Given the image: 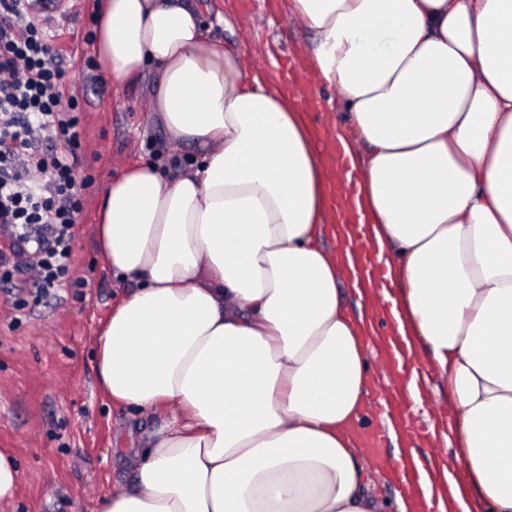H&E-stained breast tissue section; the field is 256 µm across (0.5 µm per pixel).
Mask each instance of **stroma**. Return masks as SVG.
Segmentation results:
<instances>
[{"instance_id":"35a3bbf8","label":"stroma","mask_w":512,"mask_h":512,"mask_svg":"<svg viewBox=\"0 0 512 512\" xmlns=\"http://www.w3.org/2000/svg\"><path fill=\"white\" fill-rule=\"evenodd\" d=\"M209 3L204 21L213 36L240 53L245 71L265 73L283 87L284 67L303 57L309 34L288 23L282 0ZM151 110L143 85L90 98L85 155L95 183L83 193L73 239V275L83 287L62 290L22 317L0 291V450L11 453L20 470L16 496L0 504V512H96L103 498L130 485L138 435L155 423L112 403L101 389L96 345L100 327L131 288L98 249L97 201L112 175L131 162L157 159L164 133L151 122ZM417 369L424 382L415 397L405 389L404 373L391 375L404 389L400 406L414 424L447 430L449 406L427 379L428 359ZM450 453L442 438L434 447L412 449L392 436L383 465L366 471L389 512H398L397 499L407 493L392 478L398 458L409 454L422 466Z\"/></svg>"}]
</instances>
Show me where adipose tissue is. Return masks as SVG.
I'll return each instance as SVG.
<instances>
[{
	"instance_id": "1",
	"label": "adipose tissue",
	"mask_w": 512,
	"mask_h": 512,
	"mask_svg": "<svg viewBox=\"0 0 512 512\" xmlns=\"http://www.w3.org/2000/svg\"><path fill=\"white\" fill-rule=\"evenodd\" d=\"M204 0H99L114 92L154 71L160 162L113 177L98 245L136 290L98 338L115 404L158 415L104 512H387L354 428L347 315L308 118L212 38ZM339 94L398 332L448 386L451 506L512 512V0H285Z\"/></svg>"
}]
</instances>
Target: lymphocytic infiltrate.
I'll return each instance as SVG.
<instances>
[{
	"mask_svg": "<svg viewBox=\"0 0 512 512\" xmlns=\"http://www.w3.org/2000/svg\"><path fill=\"white\" fill-rule=\"evenodd\" d=\"M60 15L43 0H0V290L18 311L82 285L73 228L95 182L83 112L105 81L89 58L69 71Z\"/></svg>",
	"mask_w": 512,
	"mask_h": 512,
	"instance_id": "1",
	"label": "lymphocytic infiltrate"
}]
</instances>
